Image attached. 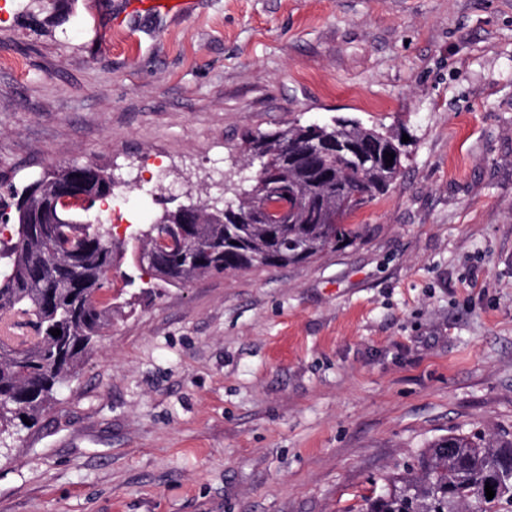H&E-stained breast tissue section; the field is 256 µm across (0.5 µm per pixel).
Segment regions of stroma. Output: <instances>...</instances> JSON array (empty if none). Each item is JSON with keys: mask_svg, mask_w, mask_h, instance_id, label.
I'll return each mask as SVG.
<instances>
[{"mask_svg": "<svg viewBox=\"0 0 512 512\" xmlns=\"http://www.w3.org/2000/svg\"><path fill=\"white\" fill-rule=\"evenodd\" d=\"M130 2L0 0L16 185L104 167L126 238L292 121L407 134L404 167L305 264L146 300L121 261L111 328L0 447V512H347L436 439H512V0Z\"/></svg>", "mask_w": 512, "mask_h": 512, "instance_id": "stroma-1", "label": "stroma"}]
</instances>
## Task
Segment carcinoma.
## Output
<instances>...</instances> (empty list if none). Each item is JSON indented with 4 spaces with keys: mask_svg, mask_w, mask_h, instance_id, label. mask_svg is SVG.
Masks as SVG:
<instances>
[{
    "mask_svg": "<svg viewBox=\"0 0 512 512\" xmlns=\"http://www.w3.org/2000/svg\"><path fill=\"white\" fill-rule=\"evenodd\" d=\"M329 144L353 143L365 159L314 154L313 138ZM242 169L233 188L234 199L219 206L200 199L189 215L198 230V262L184 259L178 276L170 279L162 267L143 261L167 226L179 223L178 211L165 210L141 230L131 263L141 274L167 285L197 277L229 274L251 268L300 265L328 250L356 243L363 225L347 219L396 183L403 167V143L391 130L368 127L357 119L334 117L328 123L298 122L244 136L239 147ZM394 154L387 165L385 153ZM70 179L82 184L87 207L62 201L56 212L39 216L57 184ZM9 225L14 234L0 239V323L12 321L36 331V338L15 348L0 340V446L18 433L22 418L33 422L45 410L59 385L84 361L112 325V300L101 296L114 265L125 256V244L112 239L108 226L89 220L88 212L112 200V177L97 166H75L46 172L23 188L10 185ZM264 196L273 206L300 201L290 224L257 221L253 199ZM70 232L83 235L82 253L73 259L65 244ZM47 254L48 265L38 274L32 255ZM59 329L55 337L49 330ZM445 447L448 453L439 449ZM512 456V441H498L482 432L450 434L418 456L414 473L385 478L394 495L364 499L362 512L381 504L397 512H501L512 505V488H501L500 459ZM495 496L487 499L485 485Z\"/></svg>",
    "mask_w": 512,
    "mask_h": 512,
    "instance_id": "obj_1",
    "label": "carcinoma"
}]
</instances>
